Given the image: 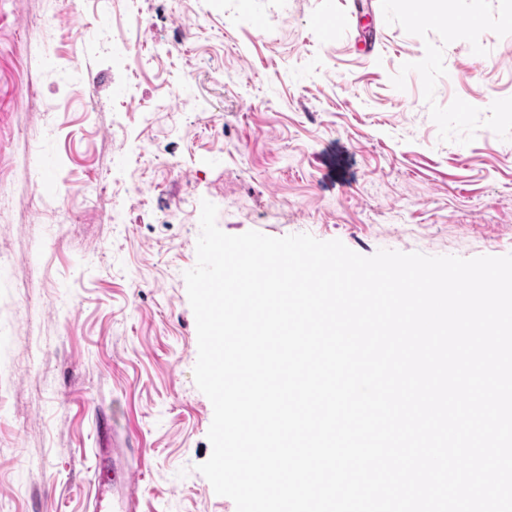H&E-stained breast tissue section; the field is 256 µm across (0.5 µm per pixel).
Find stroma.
<instances>
[{"instance_id": "35a3bbf8", "label": "stroma", "mask_w": 512, "mask_h": 512, "mask_svg": "<svg viewBox=\"0 0 512 512\" xmlns=\"http://www.w3.org/2000/svg\"><path fill=\"white\" fill-rule=\"evenodd\" d=\"M512 0H0V512H236L184 273L227 234L512 254ZM120 29L135 47L102 52ZM55 190L32 187L37 168ZM121 204L112 223L113 202ZM102 448L96 449L97 465L100 478L96 481L93 493V512H137L139 509V496L136 484L139 481L138 471L122 463L121 458L126 455V448L118 447L116 443V429L112 427V447H108L106 438L101 439ZM112 474V478L110 476ZM112 492V510H105L102 506L104 499ZM116 495L120 506L114 507Z\"/></svg>"}]
</instances>
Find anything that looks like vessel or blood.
Masks as SVG:
<instances>
[{"instance_id": "obj_1", "label": "vessel or blood", "mask_w": 512, "mask_h": 512, "mask_svg": "<svg viewBox=\"0 0 512 512\" xmlns=\"http://www.w3.org/2000/svg\"><path fill=\"white\" fill-rule=\"evenodd\" d=\"M126 451L122 448L102 447L96 451L100 477L94 486L93 512H105L103 501L108 494L119 497L120 505L114 512H138L139 496L136 485L139 474L123 464Z\"/></svg>"}]
</instances>
